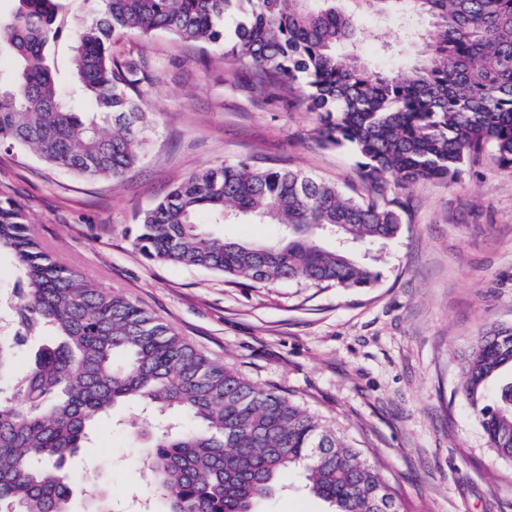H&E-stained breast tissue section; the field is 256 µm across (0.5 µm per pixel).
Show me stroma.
I'll use <instances>...</instances> for the list:
<instances>
[{
    "label": "stroma",
    "instance_id": "35a3bbf8",
    "mask_svg": "<svg viewBox=\"0 0 512 512\" xmlns=\"http://www.w3.org/2000/svg\"><path fill=\"white\" fill-rule=\"evenodd\" d=\"M361 39L367 63L392 74L403 53L423 48L374 15ZM112 53L143 64L155 127L141 163L115 180H85L0 148V196L24 207L62 263L331 426L379 469L407 512H512V462L492 454L461 389L476 338L512 327V168L484 156L456 182L400 190L403 229L380 251L369 288L252 287L150 262L132 245L140 215L203 167L277 162L349 192L360 186L358 159L322 144L312 113L257 97L252 74L211 50L158 33L116 40ZM100 431L71 464L76 483L108 484L116 502L147 496L138 449L110 423ZM286 482L266 512H327L304 490L301 471Z\"/></svg>",
    "mask_w": 512,
    "mask_h": 512
}]
</instances>
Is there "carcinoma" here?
<instances>
[{
    "instance_id": "obj_1",
    "label": "carcinoma",
    "mask_w": 512,
    "mask_h": 512,
    "mask_svg": "<svg viewBox=\"0 0 512 512\" xmlns=\"http://www.w3.org/2000/svg\"><path fill=\"white\" fill-rule=\"evenodd\" d=\"M0 17V146L88 180L116 179L144 157L151 133L141 65L112 55V41L157 32L211 47L317 116L322 143L359 158L365 197L276 164L205 167L178 180L140 219L145 258L197 267L253 285L297 280L368 288L376 281L354 248L389 243L403 204L388 188L456 180L486 153L512 168V0H17ZM245 21L224 41V19ZM367 14L429 21L427 49L397 75L367 66ZM303 81L306 90L295 92ZM213 224H276L275 241L208 233ZM19 272L0 308V512H74L75 492L112 512L109 489H76L71 461L97 424L121 406L155 493L156 512H260L283 476L303 467L305 488L328 512H390L402 499L361 452L288 397L245 380L194 348L132 300L100 288L39 243L14 199L0 197V253ZM512 328L472 344L462 389L492 452L512 461ZM500 382L494 401L490 388Z\"/></svg>"
}]
</instances>
